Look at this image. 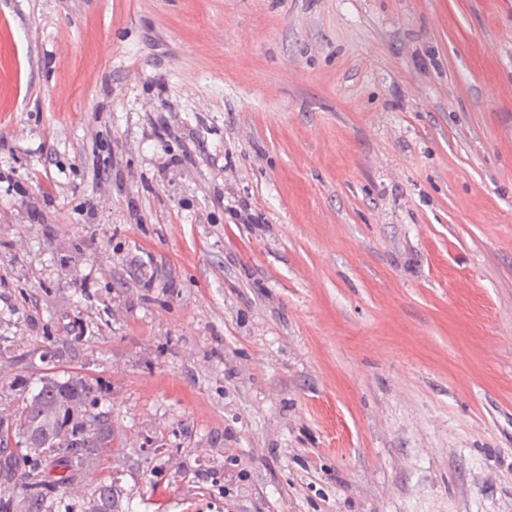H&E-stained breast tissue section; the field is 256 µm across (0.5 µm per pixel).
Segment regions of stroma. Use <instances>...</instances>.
<instances>
[{"label":"stroma","instance_id":"1","mask_svg":"<svg viewBox=\"0 0 512 512\" xmlns=\"http://www.w3.org/2000/svg\"><path fill=\"white\" fill-rule=\"evenodd\" d=\"M50 369L52 512H512V0H0V416ZM29 384L13 386L18 405L0 417V512H51L48 502L66 494L79 473L94 469L115 441L97 377L60 380L47 373L35 391ZM120 492V491H119ZM118 492L117 478L99 483L90 497L83 500L82 512H124Z\"/></svg>","mask_w":512,"mask_h":512}]
</instances>
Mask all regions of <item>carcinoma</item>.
<instances>
[{"mask_svg": "<svg viewBox=\"0 0 512 512\" xmlns=\"http://www.w3.org/2000/svg\"><path fill=\"white\" fill-rule=\"evenodd\" d=\"M14 395L16 409L0 417V512H48L114 444L112 411L91 375L47 373L37 389L22 382ZM82 512H124L117 478L100 482Z\"/></svg>", "mask_w": 512, "mask_h": 512, "instance_id": "obj_1", "label": "carcinoma"}]
</instances>
